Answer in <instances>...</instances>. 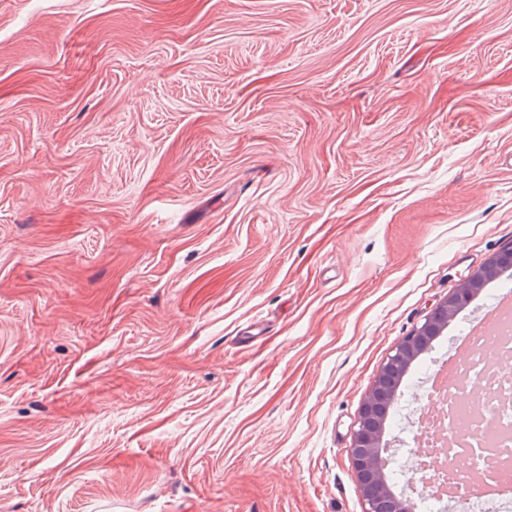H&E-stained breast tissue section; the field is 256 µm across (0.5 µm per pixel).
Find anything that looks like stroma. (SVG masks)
<instances>
[{"mask_svg":"<svg viewBox=\"0 0 512 512\" xmlns=\"http://www.w3.org/2000/svg\"><path fill=\"white\" fill-rule=\"evenodd\" d=\"M509 246L512 0H0V512H363ZM512 247L491 257L484 266L462 281L448 297L440 301L425 316L424 322L403 337L386 359L366 395L354 425L348 448L362 499L363 512H412L410 498L395 494L388 484L385 468L397 449L384 441V423L388 409L397 397L393 380L411 365L423 351L430 336L439 335L448 321L465 303L478 293L484 283L499 277L506 265L511 270Z\"/></svg>","mask_w":512,"mask_h":512,"instance_id":"stroma-1","label":"stroma"}]
</instances>
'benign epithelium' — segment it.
Listing matches in <instances>:
<instances>
[{
    "label": "benign epithelium",
    "mask_w": 512,
    "mask_h": 512,
    "mask_svg": "<svg viewBox=\"0 0 512 512\" xmlns=\"http://www.w3.org/2000/svg\"><path fill=\"white\" fill-rule=\"evenodd\" d=\"M511 264L512 247L491 257L447 298L436 304L424 322L403 337L386 359L362 403L348 448L362 493L363 512H414L410 498L392 491L385 472L387 461L396 454V448L384 440L388 409L397 397L393 380L407 370L429 338L440 334L485 282L499 277Z\"/></svg>",
    "instance_id": "7a95c632"
}]
</instances>
